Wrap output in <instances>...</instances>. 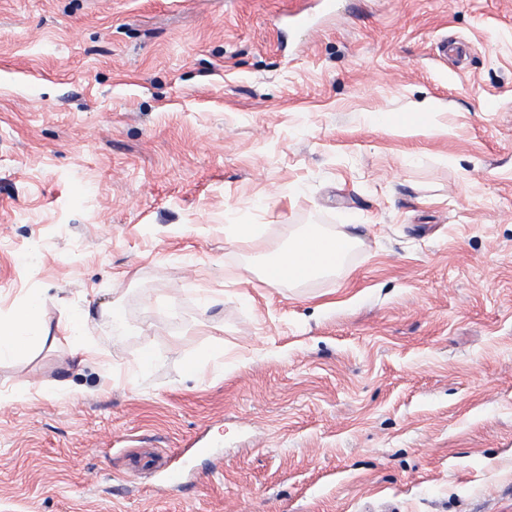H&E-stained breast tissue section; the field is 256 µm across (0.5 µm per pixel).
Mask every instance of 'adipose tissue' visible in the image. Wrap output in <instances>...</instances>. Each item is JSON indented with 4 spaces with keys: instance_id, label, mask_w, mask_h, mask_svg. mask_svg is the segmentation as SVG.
<instances>
[{
    "instance_id": "obj_1",
    "label": "adipose tissue",
    "mask_w": 512,
    "mask_h": 512,
    "mask_svg": "<svg viewBox=\"0 0 512 512\" xmlns=\"http://www.w3.org/2000/svg\"><path fill=\"white\" fill-rule=\"evenodd\" d=\"M357 242V237L346 231L327 234L304 226L290 240L287 249L276 253L263 266L262 274L273 284H303L338 270ZM41 310V300L31 297L15 308L8 319H0V360L30 350L41 339Z\"/></svg>"
}]
</instances>
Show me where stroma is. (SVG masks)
Instances as JSON below:
<instances>
[{
    "label": "stroma",
    "mask_w": 512,
    "mask_h": 512,
    "mask_svg": "<svg viewBox=\"0 0 512 512\" xmlns=\"http://www.w3.org/2000/svg\"><path fill=\"white\" fill-rule=\"evenodd\" d=\"M335 3L0 0V512H512V0ZM303 226L289 241L288 248L263 266L262 274L270 283L300 285L313 277L333 273L358 243L351 232L327 234L314 225ZM42 301L29 297L8 319L0 318V360L16 357L32 348L42 336Z\"/></svg>",
    "instance_id": "obj_1"
}]
</instances>
